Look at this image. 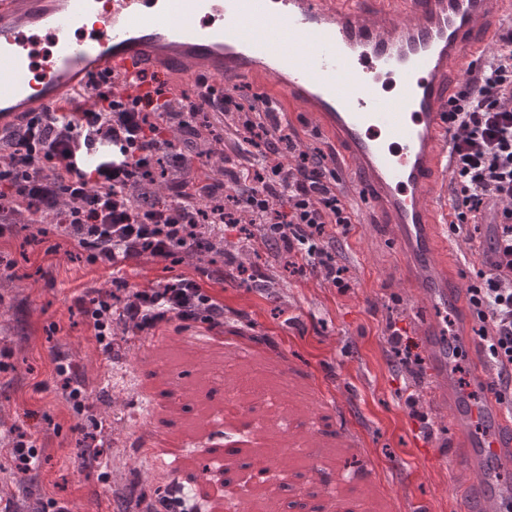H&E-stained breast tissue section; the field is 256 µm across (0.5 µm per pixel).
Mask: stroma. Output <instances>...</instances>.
<instances>
[{"mask_svg": "<svg viewBox=\"0 0 512 512\" xmlns=\"http://www.w3.org/2000/svg\"><path fill=\"white\" fill-rule=\"evenodd\" d=\"M473 242L440 236L437 254L449 279L469 287L475 257L471 245H485L486 224L472 225ZM226 238L260 255L247 284L233 268L209 265L202 287L224 306L223 330L173 321L154 335L131 341L129 349L105 355L91 338L86 317L73 308L86 288L112 286V271L88 264L69 239L48 225H13L0 238V253L14 264L10 279L19 288L0 293V347L11 350V368L0 373V407L16 431L37 437L40 461L19 474L20 492L49 495L69 512H114L116 498L138 495L133 471L150 469L154 485L170 486V474L156 471L157 435H179L185 416L164 412L171 390L155 387L159 373L152 351L191 344L199 337L223 346L227 360L249 351L261 358L250 373L262 380L285 374L291 392L311 395L302 406L303 432L331 443L312 472L282 473L295 485L314 481L334 496H347L354 512H452L450 490L463 475L448 464L460 431L438 389L433 361L410 307L402 257L388 225L358 210L348 236L336 242L338 261L349 269L350 285L330 286L322 278L283 268L257 233L230 227ZM181 264L144 255L123 267L129 286H153L185 274ZM279 285H268L270 274ZM398 323L422 358L406 370L387 341L386 326ZM78 361L85 398L72 408L61 395L52 360ZM260 408L245 406L244 421L230 431L213 425L212 436L195 446L201 467L211 468L213 449L246 439Z\"/></svg>", "mask_w": 512, "mask_h": 512, "instance_id": "1", "label": "stroma"}]
</instances>
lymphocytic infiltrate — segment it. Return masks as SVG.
Returning a JSON list of instances; mask_svg holds the SVG:
<instances>
[{
	"label": "lymphocytic infiltrate",
	"mask_w": 512,
	"mask_h": 512,
	"mask_svg": "<svg viewBox=\"0 0 512 512\" xmlns=\"http://www.w3.org/2000/svg\"><path fill=\"white\" fill-rule=\"evenodd\" d=\"M496 47L469 62L466 80L450 97L451 145L448 155L452 236L469 235L476 220H490L492 244L483 253L479 281L467 290L469 308L481 339L485 365L496 375V389H512V29L496 33ZM126 76L105 75L69 97L54 112H27L9 160L0 161V202L19 201L31 223L42 221L44 206L57 197L73 202L64 227L92 265L121 271L130 260L148 255L182 262L202 254L205 240L195 232L201 199L209 192L197 179L174 184L166 203L140 205L129 194L134 182L152 170L159 153L188 167L180 140L161 120L179 103V126L194 134L203 111L234 116L235 146L224 158V173L240 190L237 207L258 224L265 243H283L303 261L302 271L336 288L348 287L346 267L332 243L348 235L354 210L338 188L333 152L301 151L289 121L278 119L277 105L255 96L242 107L233 92L215 97L206 79L193 95L175 97L169 84L139 73L134 85L143 94L123 96L116 86ZM295 159L284 165V156ZM96 343L112 349V326L126 319L136 332L179 320L224 325V307L192 277L167 287L130 290L127 297L92 288L76 297Z\"/></svg>",
	"instance_id": "f902f5d3"
}]
</instances>
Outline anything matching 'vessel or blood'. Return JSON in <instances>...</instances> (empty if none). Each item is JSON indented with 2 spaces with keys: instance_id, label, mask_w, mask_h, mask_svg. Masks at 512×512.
<instances>
[{
  "instance_id": "vessel-or-blood-1",
  "label": "vessel or blood",
  "mask_w": 512,
  "mask_h": 512,
  "mask_svg": "<svg viewBox=\"0 0 512 512\" xmlns=\"http://www.w3.org/2000/svg\"><path fill=\"white\" fill-rule=\"evenodd\" d=\"M0 0V129L49 112L111 71L261 77L311 113L336 172L378 223L389 225L438 385L462 432L450 451L470 473L459 512H512V412L451 372L456 345L440 313L460 309L437 259L446 209L448 92L470 57L494 43L512 0Z\"/></svg>"
}]
</instances>
